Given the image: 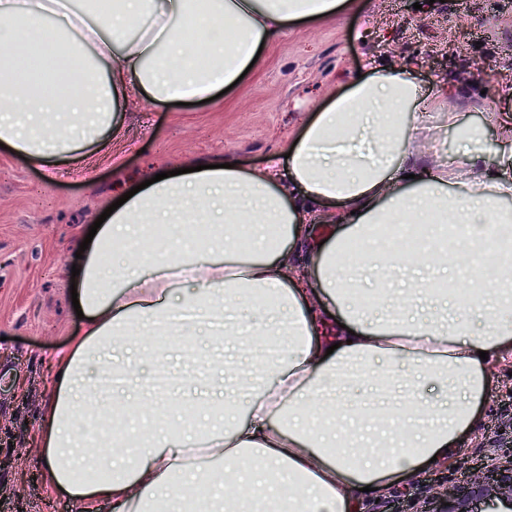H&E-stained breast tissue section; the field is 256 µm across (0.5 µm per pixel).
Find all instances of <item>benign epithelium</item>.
I'll return each instance as SVG.
<instances>
[{"instance_id":"benign-epithelium-1","label":"benign epithelium","mask_w":512,"mask_h":512,"mask_svg":"<svg viewBox=\"0 0 512 512\" xmlns=\"http://www.w3.org/2000/svg\"><path fill=\"white\" fill-rule=\"evenodd\" d=\"M493 454L461 481L435 489V498L444 503L437 512H479V504L496 499L498 512H512V427L503 424L489 432Z\"/></svg>"}]
</instances>
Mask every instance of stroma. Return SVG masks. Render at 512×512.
Segmentation results:
<instances>
[{
  "label": "stroma",
  "mask_w": 512,
  "mask_h": 512,
  "mask_svg": "<svg viewBox=\"0 0 512 512\" xmlns=\"http://www.w3.org/2000/svg\"><path fill=\"white\" fill-rule=\"evenodd\" d=\"M264 62L215 100L127 113L118 133L88 158L56 167L27 164L0 147V512H78L39 475L37 426L51 387L50 355L81 325L68 270L82 234L110 207L114 186L155 169L237 158L266 165L306 119L371 63L413 62L420 87L464 84L472 109L449 100L426 124L445 163L457 161L458 134L511 106L512 0H361L357 9L291 27L263 51ZM490 389L475 428L450 459L394 477L357 496V512H434L431 485L461 478L490 455L486 441L512 400V354L490 362Z\"/></svg>",
  "instance_id": "1"
}]
</instances>
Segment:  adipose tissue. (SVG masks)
<instances>
[{
	"label": "adipose tissue",
	"mask_w": 512,
	"mask_h": 512,
	"mask_svg": "<svg viewBox=\"0 0 512 512\" xmlns=\"http://www.w3.org/2000/svg\"><path fill=\"white\" fill-rule=\"evenodd\" d=\"M355 0H112L89 23L67 0H0V144L33 165L56 166L119 128L140 104L164 108L205 100L229 88L288 26L351 10ZM77 32L89 63L68 68L63 43L41 75L28 72L42 47L45 15ZM218 63L216 79L193 64ZM448 88L423 93L409 67L375 66L351 77L262 168L235 164L171 176L144 189L120 184L130 198L98 228L77 262L83 325L52 359L51 395L38 425L41 474L79 512H147V499L175 495L205 503L200 483L221 485L225 512H355L356 492L445 459L473 429L488 390L486 361L512 351V114L494 115V161L483 130L460 134L455 167L429 148L424 117L443 109ZM337 210L335 231L311 242L306 225L323 207ZM425 225L421 250H392L382 228ZM184 224H206L196 245L166 248L143 272L135 251L156 226L179 238ZM251 240L248 258L236 252ZM368 242L362 280L340 256ZM314 274L317 287L306 285ZM202 309L223 317V337L265 342L277 357L247 381L224 388V364L207 368L197 346L180 360L198 370L201 399L183 403L168 388L142 410H175L188 430L199 412L209 430L198 465L186 437L113 433L125 404L113 389L82 390L83 369L108 351L110 366L138 378L135 338L172 314ZM334 336L318 340L325 312ZM99 423L93 467L76 473L68 451L78 427ZM197 478L175 484L177 472Z\"/></svg>",
	"instance_id": "obj_1"
}]
</instances>
